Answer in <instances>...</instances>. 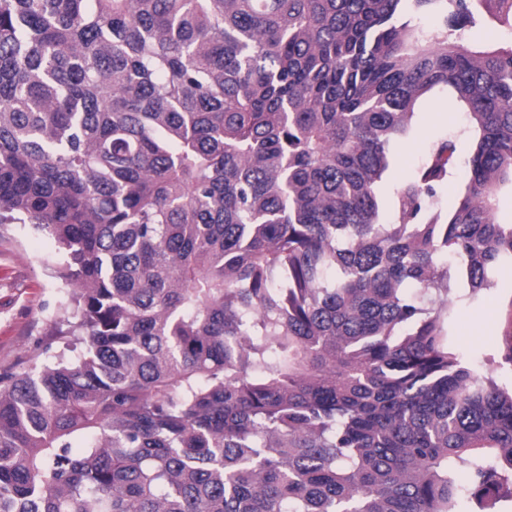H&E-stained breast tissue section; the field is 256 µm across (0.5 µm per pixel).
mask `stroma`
Segmentation results:
<instances>
[{
    "label": "stroma",
    "mask_w": 512,
    "mask_h": 512,
    "mask_svg": "<svg viewBox=\"0 0 512 512\" xmlns=\"http://www.w3.org/2000/svg\"><path fill=\"white\" fill-rule=\"evenodd\" d=\"M468 112L444 86L419 99L412 123L394 143L391 164L378 185L381 222L394 219L397 185L415 176L442 140L455 141L457 159L438 191L440 208H450L464 192L473 143ZM63 260L56 244L28 225L0 228V374L20 373L32 363L48 360L47 345L64 317L65 286L52 275ZM448 299V334L461 361L497 385L511 386L512 364L502 354L512 342V277H496L492 287L476 294L456 283Z\"/></svg>",
    "instance_id": "1"
}]
</instances>
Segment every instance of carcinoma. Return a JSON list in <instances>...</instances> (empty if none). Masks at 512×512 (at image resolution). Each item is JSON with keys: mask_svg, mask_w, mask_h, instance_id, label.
I'll return each instance as SVG.
<instances>
[{"mask_svg": "<svg viewBox=\"0 0 512 512\" xmlns=\"http://www.w3.org/2000/svg\"><path fill=\"white\" fill-rule=\"evenodd\" d=\"M406 12L438 18L425 28ZM512 0H0V224L65 254L0 375V512H500L512 391L448 293L512 274ZM470 110L379 220L417 100Z\"/></svg>", "mask_w": 512, "mask_h": 512, "instance_id": "cac0c4a2", "label": "carcinoma"}]
</instances>
